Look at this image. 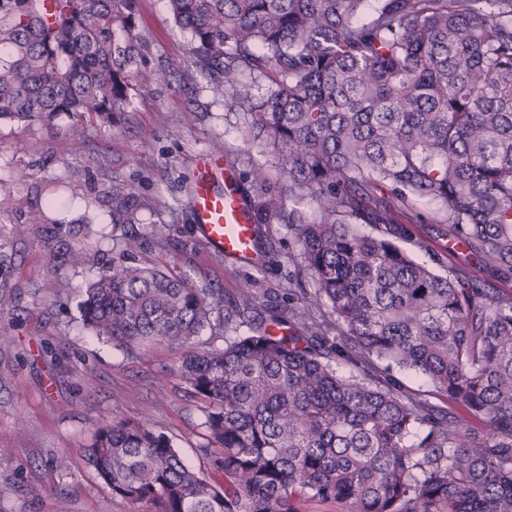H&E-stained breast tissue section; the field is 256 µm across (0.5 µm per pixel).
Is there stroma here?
Segmentation results:
<instances>
[{"label": "stroma", "mask_w": 512, "mask_h": 512, "mask_svg": "<svg viewBox=\"0 0 512 512\" xmlns=\"http://www.w3.org/2000/svg\"><path fill=\"white\" fill-rule=\"evenodd\" d=\"M140 35L146 64L179 61L167 83L144 84L116 128H86L75 140L72 122H0V512H137L87 465L84 449L109 419L149 416L182 458L199 470L207 460L202 403L178 373L183 348L165 343L129 354L98 341L79 310L87 284L138 237L142 263L188 276L202 288L233 297L253 283L257 319L271 321L288 305V291L310 287L299 247L284 224L259 241V262L208 251L189 211L194 159L219 153L241 176L245 200L262 191L287 192L288 181L244 142L240 121L184 58L187 36L165 0H141ZM264 180L255 183V171ZM136 188L137 224L112 221L113 181ZM59 184L57 223L25 237L20 206L31 185ZM85 246L75 266L70 250Z\"/></svg>", "instance_id": "35a3bbf8"}]
</instances>
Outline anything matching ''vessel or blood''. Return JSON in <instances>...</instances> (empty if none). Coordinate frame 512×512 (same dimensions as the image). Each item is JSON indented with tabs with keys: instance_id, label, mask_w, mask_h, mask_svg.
<instances>
[{
	"instance_id": "1",
	"label": "vessel or blood",
	"mask_w": 512,
	"mask_h": 512,
	"mask_svg": "<svg viewBox=\"0 0 512 512\" xmlns=\"http://www.w3.org/2000/svg\"><path fill=\"white\" fill-rule=\"evenodd\" d=\"M195 169L189 208L200 242L210 252L228 258L253 259L252 224L233 187L234 175L224 167L223 156H200Z\"/></svg>"
}]
</instances>
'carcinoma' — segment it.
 <instances>
[{"mask_svg":"<svg viewBox=\"0 0 512 512\" xmlns=\"http://www.w3.org/2000/svg\"><path fill=\"white\" fill-rule=\"evenodd\" d=\"M167 3L208 88L288 178V197L252 207L255 238L288 221L313 289L288 293L280 335L248 286L226 306L222 289L112 262L83 323L131 354L191 346L178 370L204 403L209 470L146 416L98 427L88 464L142 512H512V292L490 285L512 282V0ZM139 21V0H0V119L119 126L170 73L144 71ZM134 193L112 183V223H138ZM25 201L19 235L57 205L38 187ZM428 221L471 272L400 246L427 252ZM229 322L249 333L199 341ZM375 362L478 424L399 394Z\"/></svg>","mask_w":512,"mask_h":512,"instance_id":"cac0c4a2","label":"carcinoma"}]
</instances>
